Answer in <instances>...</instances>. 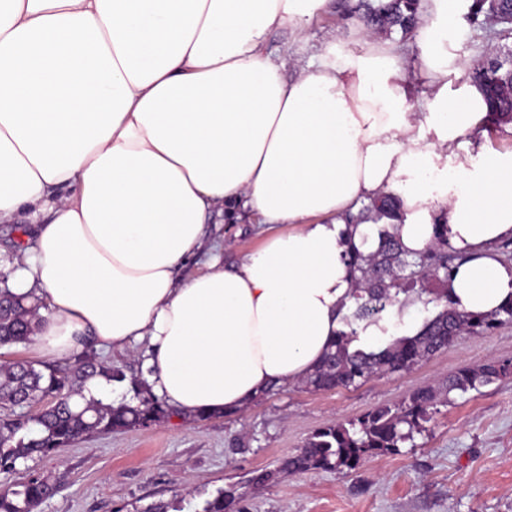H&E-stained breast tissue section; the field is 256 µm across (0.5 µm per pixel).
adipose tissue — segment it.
<instances>
[{
    "mask_svg": "<svg viewBox=\"0 0 512 512\" xmlns=\"http://www.w3.org/2000/svg\"><path fill=\"white\" fill-rule=\"evenodd\" d=\"M462 0H421L417 104L393 45L329 42L295 77L267 49L331 0H0V223L33 244L7 264L37 298L44 354L144 346L152 392L186 418L241 414L303 382L355 306L353 253L381 232L409 253L437 231L464 255L449 306L512 303V151L488 154L487 105L451 50ZM461 151L450 146L460 137ZM401 199L398 218L357 220ZM263 217L262 244L225 265L212 215ZM207 269L177 273L199 252ZM396 301L352 349L416 336Z\"/></svg>",
    "mask_w": 512,
    "mask_h": 512,
    "instance_id": "ef3b65f1",
    "label": "adipose tissue"
}]
</instances>
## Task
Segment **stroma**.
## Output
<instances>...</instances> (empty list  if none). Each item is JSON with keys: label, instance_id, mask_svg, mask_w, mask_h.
Instances as JSON below:
<instances>
[{"label": "stroma", "instance_id": "1", "mask_svg": "<svg viewBox=\"0 0 512 512\" xmlns=\"http://www.w3.org/2000/svg\"><path fill=\"white\" fill-rule=\"evenodd\" d=\"M355 3L333 0L305 29L269 33L267 48L285 59L287 75L336 38L347 50H364ZM457 26L453 50L462 71L512 49V38L472 23L467 13ZM261 229V217L248 211L238 223L221 224L225 262L258 246ZM489 359L512 360V325L461 335L410 370L355 387L289 385L239 416L172 415L147 428L82 437L19 471H0V493L40 476L54 492L35 512H144L174 502L182 512H200L205 499L231 485L240 496L231 512H512V376L450 393L399 453L366 458L352 470L289 473L262 489L250 483L255 470L296 454L315 431L397 406L417 390L440 389L460 368Z\"/></svg>", "mask_w": 512, "mask_h": 512}]
</instances>
